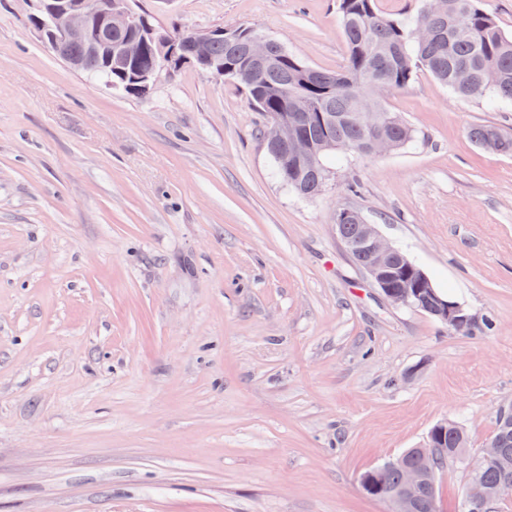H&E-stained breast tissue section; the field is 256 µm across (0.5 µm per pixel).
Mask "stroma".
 I'll use <instances>...</instances> for the list:
<instances>
[{
	"instance_id": "1",
	"label": "stroma",
	"mask_w": 512,
	"mask_h": 512,
	"mask_svg": "<svg viewBox=\"0 0 512 512\" xmlns=\"http://www.w3.org/2000/svg\"><path fill=\"white\" fill-rule=\"evenodd\" d=\"M169 30L258 27L346 62L337 0H135ZM0 0V512H390L361 477L512 401V133L419 70L405 148L337 159L306 199L244 89L195 65L91 81ZM360 212L475 322L387 302L336 231ZM470 137L481 147L490 142L497 144L498 153L512 155V135L504 133L494 124H480L471 127ZM437 303L433 307L435 315H437L443 323L448 325L451 330H460L459 332L466 336H472L478 332H482L484 329H489L491 326V320L485 319L484 328L471 322L470 325L466 326L470 321L469 315L466 313L464 308L458 302H448L437 299ZM465 326V328H463ZM463 328V329H462Z\"/></svg>"
}]
</instances>
